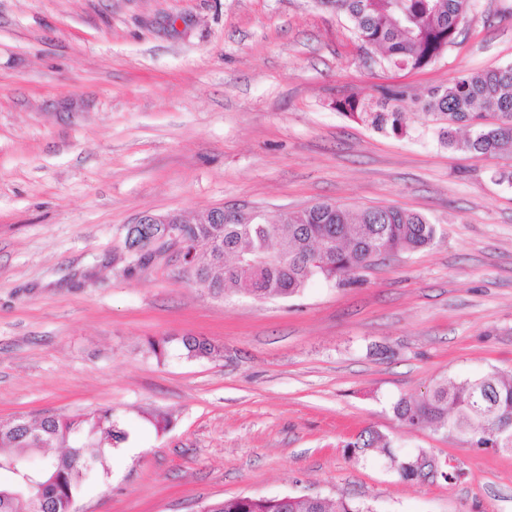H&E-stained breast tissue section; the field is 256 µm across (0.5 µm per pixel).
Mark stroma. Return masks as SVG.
<instances>
[{
	"label": "stroma",
	"instance_id": "stroma-1",
	"mask_svg": "<svg viewBox=\"0 0 512 512\" xmlns=\"http://www.w3.org/2000/svg\"><path fill=\"white\" fill-rule=\"evenodd\" d=\"M510 63L512 0H475L454 44L411 71L368 59L317 0H0V418L108 407L135 446L74 512L237 495L512 512V452L392 410L447 377L512 373V184L496 176L512 159L449 149L418 110L396 137L332 107ZM323 201L419 212L440 235L287 299L212 295L178 249L127 245L145 214L273 219ZM185 336L218 355L186 358ZM365 429L464 476L403 481L380 451L353 456Z\"/></svg>",
	"mask_w": 512,
	"mask_h": 512
}]
</instances>
